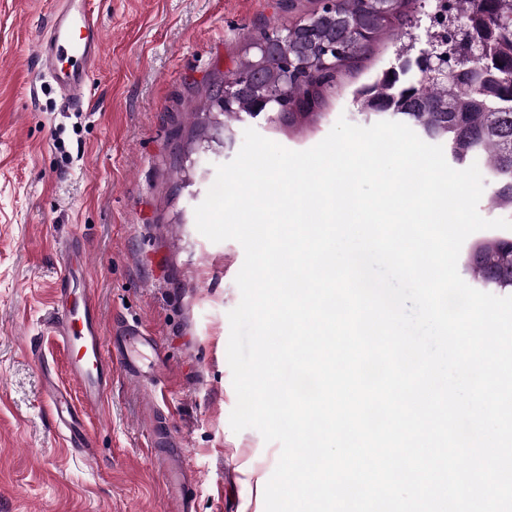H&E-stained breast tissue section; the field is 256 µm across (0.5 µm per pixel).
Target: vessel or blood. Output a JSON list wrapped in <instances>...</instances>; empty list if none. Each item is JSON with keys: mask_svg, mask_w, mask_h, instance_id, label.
<instances>
[{"mask_svg": "<svg viewBox=\"0 0 512 512\" xmlns=\"http://www.w3.org/2000/svg\"><path fill=\"white\" fill-rule=\"evenodd\" d=\"M91 0H59L48 31L35 46L44 73L65 95L80 101L91 93V79L100 66L102 30ZM63 272L54 290L56 310L49 332L61 343L70 383L55 375L45 380L46 401L64 431L67 447L91 456L85 420L105 413L113 370L129 381L160 387L165 363L155 339L135 322L105 327L94 291L74 283L75 265H86L84 246L68 243L61 252ZM149 446L167 481L165 512H192L188 496L196 477L188 468L185 450L165 427L158 404L146 417Z\"/></svg>", "mask_w": 512, "mask_h": 512, "instance_id": "obj_1", "label": "vessel or blood"}]
</instances>
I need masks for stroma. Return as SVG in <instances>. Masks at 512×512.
I'll list each match as a JSON object with an SVG mask.
<instances>
[{
	"label": "stroma",
	"mask_w": 512,
	"mask_h": 512,
	"mask_svg": "<svg viewBox=\"0 0 512 512\" xmlns=\"http://www.w3.org/2000/svg\"><path fill=\"white\" fill-rule=\"evenodd\" d=\"M57 0H0V512H162L165 478L141 422L149 388L114 373L105 415L88 419L94 459L72 451L47 410L44 375L67 378L44 331L59 277L54 244L78 234L104 321L133 318L167 368L168 425L198 477L195 512H265L281 447L233 432L228 313L240 302L242 246L201 235L194 209L245 129L291 150L319 143L361 113L354 85L322 118L280 130L236 121L189 148L196 111L245 45L320 10L323 0H93L101 71L84 110L64 106L33 52Z\"/></svg>",
	"instance_id": "obj_1"
}]
</instances>
